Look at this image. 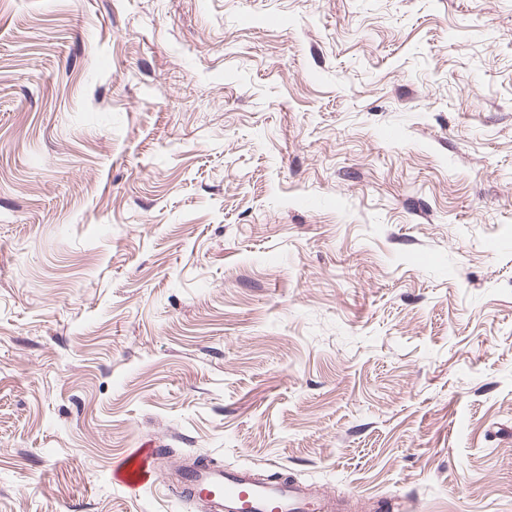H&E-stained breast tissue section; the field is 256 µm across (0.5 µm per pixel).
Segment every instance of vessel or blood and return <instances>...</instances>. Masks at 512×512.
<instances>
[{"instance_id": "1", "label": "vessel or blood", "mask_w": 512, "mask_h": 512, "mask_svg": "<svg viewBox=\"0 0 512 512\" xmlns=\"http://www.w3.org/2000/svg\"><path fill=\"white\" fill-rule=\"evenodd\" d=\"M163 449L142 448L113 473L114 481L135 491L149 484L164 460ZM185 497L201 504L203 512H337L335 497L297 483H275L252 470H225L207 459L182 468L178 480Z\"/></svg>"}]
</instances>
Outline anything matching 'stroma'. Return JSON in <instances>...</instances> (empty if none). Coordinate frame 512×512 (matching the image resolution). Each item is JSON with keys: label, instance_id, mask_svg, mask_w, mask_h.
<instances>
[{"label": "stroma", "instance_id": "obj_1", "mask_svg": "<svg viewBox=\"0 0 512 512\" xmlns=\"http://www.w3.org/2000/svg\"><path fill=\"white\" fill-rule=\"evenodd\" d=\"M188 455L512 512V0H0V512ZM139 448L128 457L118 470H114V481L128 490L136 491L149 484L158 472L160 463L166 458L163 448Z\"/></svg>", "mask_w": 512, "mask_h": 512}]
</instances>
